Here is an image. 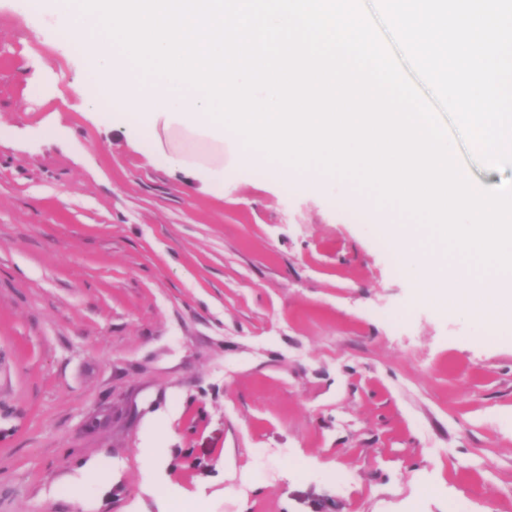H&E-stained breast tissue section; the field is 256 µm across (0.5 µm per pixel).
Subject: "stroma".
<instances>
[{"label": "stroma", "mask_w": 512, "mask_h": 512, "mask_svg": "<svg viewBox=\"0 0 512 512\" xmlns=\"http://www.w3.org/2000/svg\"><path fill=\"white\" fill-rule=\"evenodd\" d=\"M55 31L0 0V512H512V327L415 304L353 182L89 111Z\"/></svg>", "instance_id": "obj_1"}]
</instances>
